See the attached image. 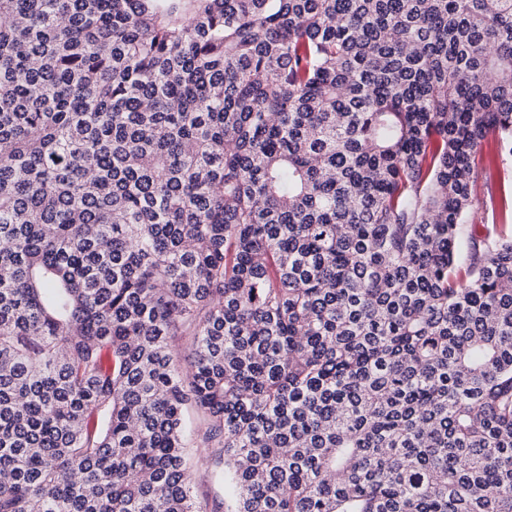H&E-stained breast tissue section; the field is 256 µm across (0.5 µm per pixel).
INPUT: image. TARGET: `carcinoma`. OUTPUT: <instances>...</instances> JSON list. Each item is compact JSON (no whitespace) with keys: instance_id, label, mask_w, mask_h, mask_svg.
Returning <instances> with one entry per match:
<instances>
[{"instance_id":"carcinoma-1","label":"carcinoma","mask_w":512,"mask_h":512,"mask_svg":"<svg viewBox=\"0 0 512 512\" xmlns=\"http://www.w3.org/2000/svg\"><path fill=\"white\" fill-rule=\"evenodd\" d=\"M504 154L512 0H0V512H512ZM189 446V453L197 462L201 474L200 480L195 485V497L203 509L213 512L224 501V471L222 467H216L212 463L201 466L198 461L202 448H197L193 442Z\"/></svg>"}]
</instances>
